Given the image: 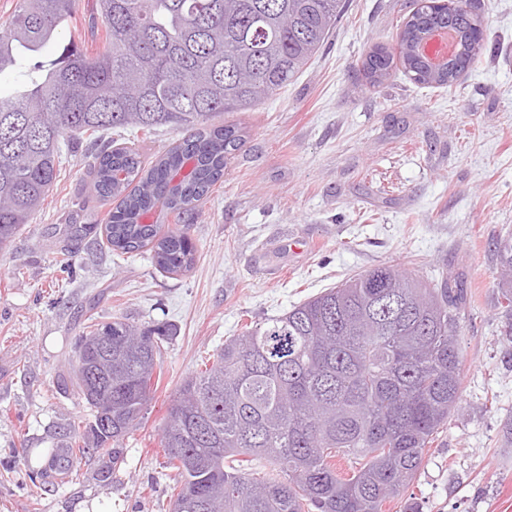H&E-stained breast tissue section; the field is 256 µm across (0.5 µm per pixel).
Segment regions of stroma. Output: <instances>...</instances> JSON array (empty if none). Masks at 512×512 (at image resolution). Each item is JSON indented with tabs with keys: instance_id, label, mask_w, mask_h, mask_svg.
Listing matches in <instances>:
<instances>
[{
	"instance_id": "stroma-1",
	"label": "stroma",
	"mask_w": 512,
	"mask_h": 512,
	"mask_svg": "<svg viewBox=\"0 0 512 512\" xmlns=\"http://www.w3.org/2000/svg\"><path fill=\"white\" fill-rule=\"evenodd\" d=\"M421 2L346 0L293 83L210 117L244 144L188 218V270H161L148 247L110 248L115 203L92 192L85 142L64 150L43 210L0 251V512H170L159 440L184 380L246 327L386 262L429 282L458 277L467 296L459 408L385 512H512V337L495 256L512 234V0H479L485 47L457 85L400 69L370 83L362 58L394 47ZM92 4L76 0L61 36L91 52L105 36ZM115 318L176 334L106 485L96 452L62 476L49 462L89 417L69 380L74 339Z\"/></svg>"
}]
</instances>
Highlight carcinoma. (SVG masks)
<instances>
[{
  "instance_id": "carcinoma-1",
  "label": "carcinoma",
  "mask_w": 512,
  "mask_h": 512,
  "mask_svg": "<svg viewBox=\"0 0 512 512\" xmlns=\"http://www.w3.org/2000/svg\"><path fill=\"white\" fill-rule=\"evenodd\" d=\"M106 27L101 48L69 42L59 58L0 97V251L43 207L62 160L61 139H97L114 129L172 125L182 141L144 164L139 148L107 143L88 175L97 195L119 200L106 225L114 250L151 246L157 265L188 269L190 225L161 233L142 224L162 207L181 220L224 175L244 139L233 125L206 126L216 112H243L288 86L323 46L344 0H95ZM74 14V0H16L0 38V72L41 53ZM449 28L460 49L432 72L416 51L423 35ZM483 50L482 23L465 0L424 4L395 48L363 61L380 82L402 66L423 85L452 86ZM125 179L115 182L112 174ZM504 316L512 333V235L496 246ZM462 283L431 285L389 264L268 318L224 342L211 367L184 381L160 438L175 472L173 506L199 512H384L416 478L424 451L458 409L462 355L457 336ZM165 324L91 323L71 368L90 409L86 425L106 458L143 419ZM112 418V429L99 423ZM353 460L341 475L332 458ZM264 458L274 477L255 476Z\"/></svg>"
}]
</instances>
